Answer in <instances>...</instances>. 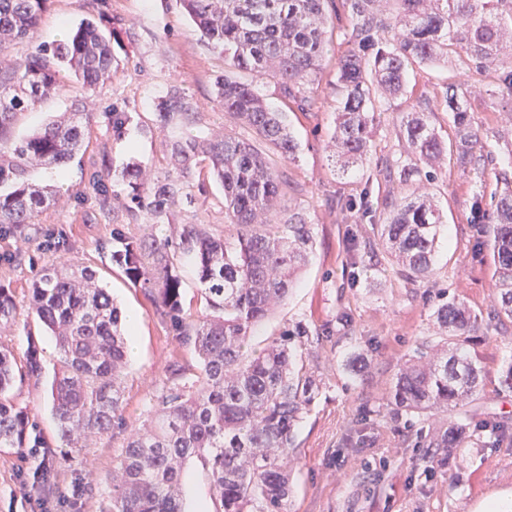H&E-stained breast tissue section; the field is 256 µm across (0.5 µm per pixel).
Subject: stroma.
Returning a JSON list of instances; mask_svg holds the SVG:
<instances>
[{
    "mask_svg": "<svg viewBox=\"0 0 512 512\" xmlns=\"http://www.w3.org/2000/svg\"><path fill=\"white\" fill-rule=\"evenodd\" d=\"M92 15L106 17L115 33L112 52L118 69L87 102L92 116L86 150L62 177L44 171L33 175L41 184H62L65 197L24 232L0 231V285L12 290L16 303L14 320L0 326V343L20 357L29 340H36L46 370L57 366L53 337L28 312V289L42 267L71 263L96 270L124 312L137 315V353L121 380L122 427L92 438L83 448L61 447L46 387L25 383L13 388L15 404L35 418L47 446L20 451L0 447V512H99L112 495V469L128 437L146 426L170 383V365L197 364L192 348L179 346L143 291L113 265L112 227L122 224L135 233L152 222L204 224L215 236H224L223 190L204 177L191 176L183 183V199L152 217L131 203L124 187L106 180V173L134 158L151 178L160 179L171 168L170 141L188 133H247L225 116L215 98L223 58L201 39L179 0H48L37 30L0 55V69L11 68L37 47L58 42L75 23ZM491 82V75L468 77L454 67H414L405 92L384 105L374 127L370 165L362 174L342 178L330 142L338 100L331 76L314 87L316 106L310 112L285 101L274 79L253 81L267 103L285 113L299 143L294 161L277 164L291 181L280 205L305 213L314 226L315 246L288 299L255 326L251 344L264 347L285 325L298 321L329 334L311 357L320 392L296 431L287 512H481L492 499L512 504V389L503 384V371L512 362V327L484 326L473 337L470 349L484 371L478 399L463 408L464 414L503 423L502 440L458 449L447 463L429 471L418 442L428 423L375 414L399 365L431 335L433 309L440 300L460 299L478 314L495 304L490 251L474 246L471 204L476 187L471 174L444 160L433 168L432 180L420 183L421 192L434 197L444 223L430 281L409 282L390 270L356 276L346 262L351 244L373 242V225L386 217L382 199L407 192L400 183L385 182L377 169L402 160L396 117L414 111L420 96L442 95L450 85L463 87L473 127L487 134L495 153L512 148V114L498 111L496 100L490 99ZM175 89L196 114L193 126L165 124L158 116L160 100ZM69 104L65 91L17 114L12 136H25ZM116 113L122 118L118 126L112 123ZM364 189L374 204L370 213L336 209V198H354ZM52 229L61 237L50 249L46 234ZM344 312L352 317L347 327L338 322ZM354 350L364 352L370 362L355 380L342 366ZM44 462L51 466L50 491H25L28 470Z\"/></svg>",
    "mask_w": 512,
    "mask_h": 512,
    "instance_id": "1",
    "label": "stroma"
}]
</instances>
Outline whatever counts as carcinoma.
Returning <instances> with one entry per match:
<instances>
[{
  "mask_svg": "<svg viewBox=\"0 0 512 512\" xmlns=\"http://www.w3.org/2000/svg\"><path fill=\"white\" fill-rule=\"evenodd\" d=\"M48 0H0V52L34 32ZM200 37L224 57L216 95L254 139L218 133L183 136L170 144L172 173L151 179L138 162L127 163L112 180L126 187L131 202L154 214L175 205L183 180L200 173L224 191L225 223L231 238L214 236L201 224H184L178 238L165 224H148L134 236L124 225L112 228V263L144 290L182 345L192 347L198 365L174 362L172 385L158 398L147 428L130 436L112 469V497L100 512H184L186 463L197 458L207 470L215 512H286L290 489L288 458L296 428L310 411L319 384L308 361L324 334L297 322L261 350L252 330L288 297L296 273L313 252L312 225L299 210L281 211L288 193L284 172L271 168L253 140L294 159L299 145L285 124L239 73L277 81L286 100L310 112L313 85L325 73L330 42L327 14L347 19L346 48L333 70L341 100L333 142L342 173L370 163L372 130L383 101L405 90L414 66L453 62L477 74L491 72V95L512 111V0H180ZM112 32L85 18L68 37L0 70V224L35 223L61 188L30 179L34 170L62 171L85 149L88 128L79 120L85 98L112 78ZM72 88L70 111L19 141L11 139L16 114ZM457 145L438 136L429 99L399 116L405 160L379 170L384 179L409 184L420 165L447 154L472 175L481 191L472 211L479 224L476 247L492 253L497 288L494 308L483 318L454 298L433 312L438 332L427 336L394 373L382 404L393 417L443 414L425 441L426 458L442 461L457 448L494 441L502 426L491 418L448 422L462 403L479 392L483 367L468 349L481 323H512V156L496 162L470 119L466 92L448 87ZM161 122L190 123L195 113L178 91L161 102ZM492 174L494 209L482 208L487 174ZM385 223L374 225L384 251L410 281L435 274L441 218L427 195L411 193L390 202ZM189 256L207 315L185 307L175 256ZM30 313L55 337L60 353L50 398L59 439L84 448L89 439L111 432L122 421L118 379L129 355L127 326L109 289L88 266L45 267L29 288ZM13 294L0 288V322L15 317ZM368 366L364 353L349 354L345 369L354 376ZM45 374L41 349L31 342L23 361L0 346V447L39 448L29 413L8 392L16 380L38 384Z\"/></svg>",
  "mask_w": 512,
  "mask_h": 512,
  "instance_id": "1",
  "label": "carcinoma"
}]
</instances>
